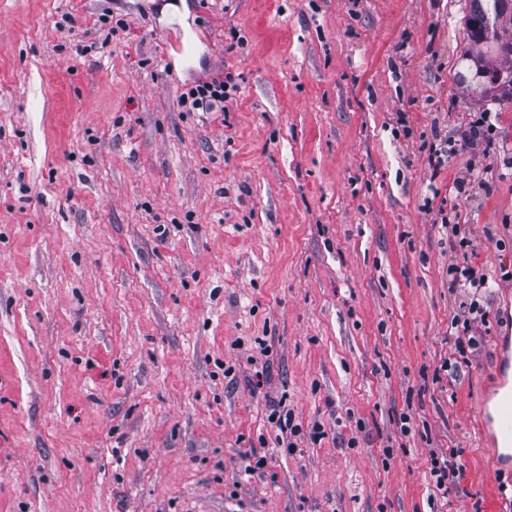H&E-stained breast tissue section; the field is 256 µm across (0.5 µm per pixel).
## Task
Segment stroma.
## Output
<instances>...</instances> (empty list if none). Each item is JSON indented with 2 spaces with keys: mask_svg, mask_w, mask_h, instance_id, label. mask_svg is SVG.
Wrapping results in <instances>:
<instances>
[{
  "mask_svg": "<svg viewBox=\"0 0 512 512\" xmlns=\"http://www.w3.org/2000/svg\"><path fill=\"white\" fill-rule=\"evenodd\" d=\"M465 14L0 0V512H512L482 413L512 336V105L466 90ZM222 72L223 116L185 111ZM484 112L432 170L434 133ZM462 261L493 286L451 375ZM277 400L323 439L279 448ZM460 451L456 448L448 449V453L432 454L431 473L435 477L436 488L443 490L448 496L452 488H457V479L460 476L457 458Z\"/></svg>",
  "mask_w": 512,
  "mask_h": 512,
  "instance_id": "obj_1",
  "label": "stroma"
}]
</instances>
